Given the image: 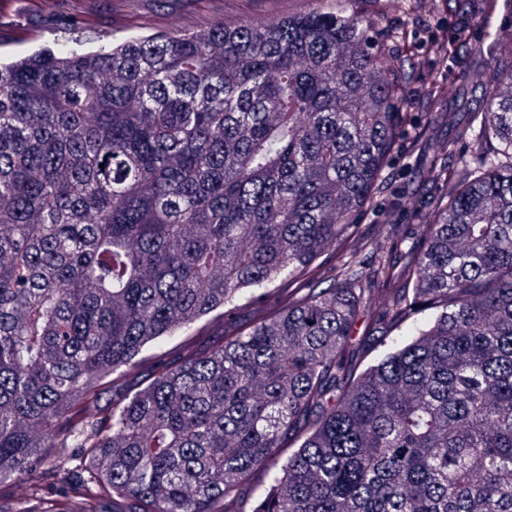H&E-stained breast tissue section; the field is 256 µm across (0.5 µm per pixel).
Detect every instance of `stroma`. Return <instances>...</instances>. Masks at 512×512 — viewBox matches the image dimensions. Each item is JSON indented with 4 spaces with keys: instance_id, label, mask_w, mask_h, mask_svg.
<instances>
[{
    "instance_id": "1",
    "label": "stroma",
    "mask_w": 512,
    "mask_h": 512,
    "mask_svg": "<svg viewBox=\"0 0 512 512\" xmlns=\"http://www.w3.org/2000/svg\"><path fill=\"white\" fill-rule=\"evenodd\" d=\"M82 22L76 30H64L47 24L44 5L21 13H0V52L15 54L41 46H56L80 39L84 46L97 48L129 36L180 31L187 34L208 29L214 23L237 25L256 15L280 16L302 13L312 8V0H77ZM426 190L414 158L402 156L392 163L387 177V193L379 199L387 204L396 193L423 194ZM209 335L192 331L166 337L148 347L143 361L125 373V383H142L158 358H177L185 342L204 349L220 339L223 322L212 317Z\"/></svg>"
}]
</instances>
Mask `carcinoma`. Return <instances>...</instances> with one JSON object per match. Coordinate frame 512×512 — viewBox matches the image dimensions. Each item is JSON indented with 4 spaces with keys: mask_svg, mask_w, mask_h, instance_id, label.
Instances as JSON below:
<instances>
[{
    "mask_svg": "<svg viewBox=\"0 0 512 512\" xmlns=\"http://www.w3.org/2000/svg\"><path fill=\"white\" fill-rule=\"evenodd\" d=\"M319 2L0 57V485H27L20 512H512V64L472 75L483 111H443L459 59L512 35L453 37L496 0ZM445 12L391 52L407 28L381 20ZM402 151L429 191L364 234ZM242 298L248 329L122 381ZM361 318L415 332L358 373Z\"/></svg>",
    "mask_w": 512,
    "mask_h": 512,
    "instance_id": "carcinoma-1",
    "label": "carcinoma"
}]
</instances>
